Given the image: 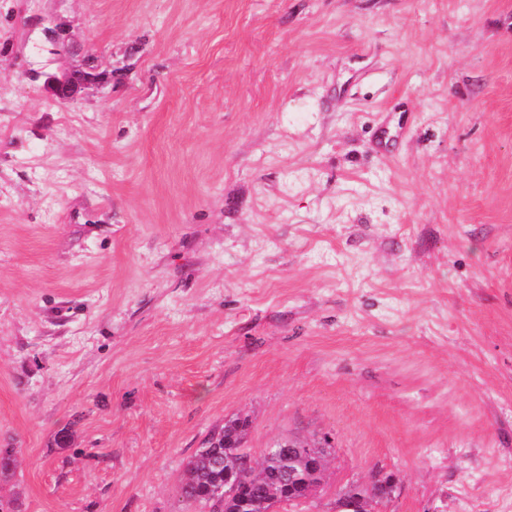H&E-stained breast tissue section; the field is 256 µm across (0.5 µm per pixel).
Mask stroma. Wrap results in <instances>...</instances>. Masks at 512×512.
Listing matches in <instances>:
<instances>
[{
    "label": "stroma",
    "instance_id": "obj_1",
    "mask_svg": "<svg viewBox=\"0 0 512 512\" xmlns=\"http://www.w3.org/2000/svg\"><path fill=\"white\" fill-rule=\"evenodd\" d=\"M236 415L512 512V0H0V494L200 512ZM81 67L82 65L60 77L56 75L47 76L45 83L56 97L65 94L68 99H72L81 88L100 82L97 78L80 77Z\"/></svg>",
    "mask_w": 512,
    "mask_h": 512
}]
</instances>
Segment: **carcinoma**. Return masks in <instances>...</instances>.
<instances>
[{"label":"carcinoma","mask_w":512,"mask_h":512,"mask_svg":"<svg viewBox=\"0 0 512 512\" xmlns=\"http://www.w3.org/2000/svg\"><path fill=\"white\" fill-rule=\"evenodd\" d=\"M245 431L240 418H230L204 439L201 448L187 462L179 481L178 493L183 502L198 504L208 512H267L271 503L295 504L305 498L314 482L308 470V449L288 457L268 460L256 475L242 473ZM14 449L0 448V479L14 474ZM297 474L294 483L282 487L288 471ZM238 483V492L228 498L218 493L224 480Z\"/></svg>","instance_id":"carcinoma-1"}]
</instances>
